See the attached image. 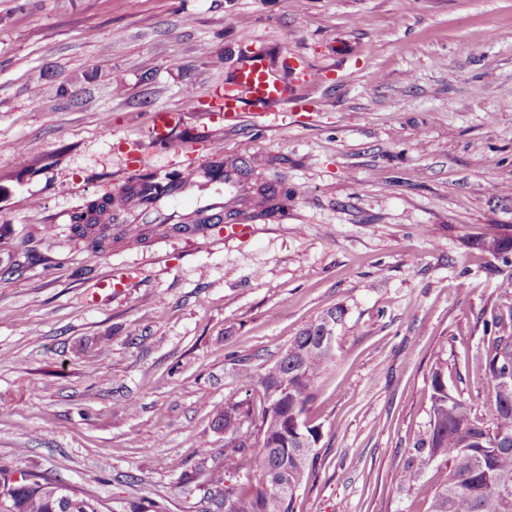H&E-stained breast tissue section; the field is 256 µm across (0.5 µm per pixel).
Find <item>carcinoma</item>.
Masks as SVG:
<instances>
[{
  "mask_svg": "<svg viewBox=\"0 0 512 512\" xmlns=\"http://www.w3.org/2000/svg\"><path fill=\"white\" fill-rule=\"evenodd\" d=\"M153 181V174L143 172L127 185L125 194L146 198L155 188ZM113 209L114 199L105 195L71 216L74 233L96 253L112 246ZM464 243L507 264L512 257V225L490 224L476 236H464ZM344 315V308L334 307L303 327L264 372L239 368L241 381L261 387L266 406L256 429H242L224 444L234 453L254 448V463L261 474L255 490L235 495L238 507L233 512H296L297 492L310 476L320 432L306 428L304 435L310 441L303 447L294 421L305 419L315 382L336 359V348L323 347L320 337L342 325ZM485 330L489 336L484 353L472 370L494 380L497 370H512V305L492 314ZM431 388V431L410 449L397 473L400 485L423 497L428 512H512V387L493 383L487 422L473 417L471 407L448 392L439 368L432 373ZM239 418H252L241 402L213 408L220 429ZM429 468L432 480L420 481ZM14 475L0 469V512H68L64 486L36 473L21 474L29 481L18 485Z\"/></svg>",
  "mask_w": 512,
  "mask_h": 512,
  "instance_id": "cac0c4a2",
  "label": "carcinoma"
}]
</instances>
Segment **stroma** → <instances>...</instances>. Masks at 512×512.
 <instances>
[{"label":"stroma","instance_id":"obj_1","mask_svg":"<svg viewBox=\"0 0 512 512\" xmlns=\"http://www.w3.org/2000/svg\"><path fill=\"white\" fill-rule=\"evenodd\" d=\"M261 46L299 105L225 122L210 90ZM509 101L512 0H0V467L113 512H230L207 474L246 492L259 473L214 405L261 415L238 364L263 372L341 306L297 512H427L397 472L430 432L433 369L490 416L470 367L512 266L463 237L512 225ZM160 110L183 144L155 146L157 166L250 149L287 210L240 238L88 250L71 213L116 192ZM115 268L133 285L97 295ZM252 419V414L249 408H245L243 403L235 402V403H224V406L217 405L213 408V420L215 425L220 428H226L233 419ZM242 427V423L239 421L233 420L229 427L226 428L224 435L231 436L234 434L235 428Z\"/></svg>","mask_w":512,"mask_h":512}]
</instances>
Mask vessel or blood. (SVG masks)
Returning a JSON list of instances; mask_svg holds the SVG:
<instances>
[{"mask_svg": "<svg viewBox=\"0 0 512 512\" xmlns=\"http://www.w3.org/2000/svg\"><path fill=\"white\" fill-rule=\"evenodd\" d=\"M285 96L286 86L283 79L270 68L265 50L259 48L236 70L230 82L213 90L210 101L214 111L223 113L225 121L233 122L237 120L244 103L263 106L281 101ZM175 121V113H155L148 141L168 138ZM148 141L127 144V179L132 182L143 170H154L157 185L165 190L164 198L169 215L176 223L217 220L224 214L243 209L250 202L251 178L245 174L243 167L248 158L247 153H236L226 162L224 189L222 192L213 193L209 190L205 169H182L179 179L175 180L170 178L168 170L155 168L147 148Z\"/></svg>", "mask_w": 512, "mask_h": 512, "instance_id": "obj_1", "label": "vessel or blood"}]
</instances>
